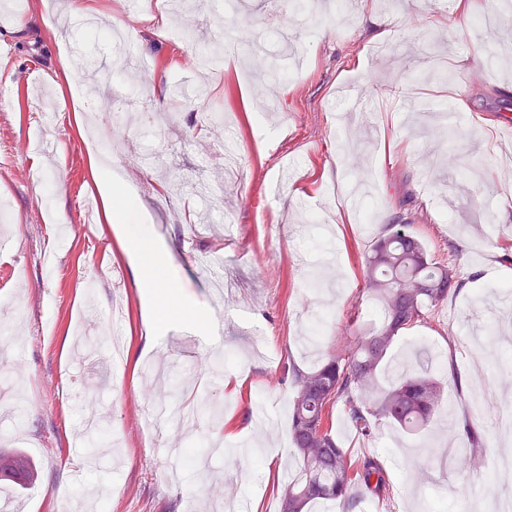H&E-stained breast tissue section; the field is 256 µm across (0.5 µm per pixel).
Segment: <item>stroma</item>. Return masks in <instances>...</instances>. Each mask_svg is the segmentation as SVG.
Returning a JSON list of instances; mask_svg holds the SVG:
<instances>
[{
    "label": "stroma",
    "mask_w": 512,
    "mask_h": 512,
    "mask_svg": "<svg viewBox=\"0 0 512 512\" xmlns=\"http://www.w3.org/2000/svg\"><path fill=\"white\" fill-rule=\"evenodd\" d=\"M65 0H11L0 11V333L13 337L24 371V418L0 402V448L35 461L39 478L16 487L9 512H75L87 488L100 512H278L295 470L288 458L291 369L315 366L299 338L317 327L322 349L375 326L363 261L387 225L407 224L434 262L456 270L458 295L403 330L380 377L422 349L445 381L439 414L419 436L379 422L372 438L329 411L333 435L352 456L375 454L389 490L351 510L487 512L512 499L499 464L512 455L501 416L512 413V309L494 290L512 284V151L498 124L512 116V18L484 28L500 0H474L464 35L436 30L450 0H313L287 12L288 44L263 51L261 11L196 0L176 14L155 0H102L94 27L72 22ZM166 19L163 27L141 15ZM235 16L244 34L237 60L199 75L209 101L175 103V85L202 31ZM384 18L401 54H380L373 19ZM125 26L138 66L98 31ZM505 52L485 79L456 65ZM80 70L82 89L57 83ZM127 88L121 116L99 110L106 82ZM360 92L369 117L346 118L340 99ZM466 99L467 111L454 107ZM117 155L135 193L130 228L151 225L184 297L213 310L221 344L162 326L144 351L145 301L113 233L88 220L100 201L88 158ZM233 217L226 226L225 217ZM224 255L228 291L217 297L201 267ZM335 270L319 275L325 256ZM122 304V362L105 337ZM272 420L269 451L236 464L226 455L193 464L185 448L223 442L251 420L256 403ZM474 438H467V431ZM482 456L460 466L452 448Z\"/></svg>",
    "instance_id": "obj_1"
}]
</instances>
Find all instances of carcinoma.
<instances>
[{
    "label": "carcinoma",
    "mask_w": 512,
    "mask_h": 512,
    "mask_svg": "<svg viewBox=\"0 0 512 512\" xmlns=\"http://www.w3.org/2000/svg\"><path fill=\"white\" fill-rule=\"evenodd\" d=\"M364 281L366 296L378 307V326L324 354L317 368L292 373L289 454L297 470L283 490L280 512H309L319 501H334L347 509L359 496L358 487L373 496L387 488L386 472L376 458L351 463L325 428V410L331 403L343 402L348 423L367 438L380 420L408 434L418 432L440 407L443 385L429 371L402 370L385 386L379 375L400 333L459 291L453 269L432 262L410 225L391 224L365 257ZM36 477L28 455L0 449V480L33 482Z\"/></svg>",
    "instance_id": "carcinoma-1"
}]
</instances>
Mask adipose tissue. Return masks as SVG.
Wrapping results in <instances>:
<instances>
[{
	"instance_id": "adipose-tissue-1",
	"label": "adipose tissue",
	"mask_w": 512,
	"mask_h": 512,
	"mask_svg": "<svg viewBox=\"0 0 512 512\" xmlns=\"http://www.w3.org/2000/svg\"><path fill=\"white\" fill-rule=\"evenodd\" d=\"M90 169L103 189V221L109 224L118 245L133 265L136 285L152 299L154 313L144 319L146 333L151 334L158 329V316L162 313L171 321L183 319L194 326L209 328L210 317L187 302L174 282L164 281V266L159 261V248L150 232L145 230L134 235L128 230L127 214L134 203L133 196L121 193L113 186L112 169L105 165L101 158H91Z\"/></svg>"
}]
</instances>
